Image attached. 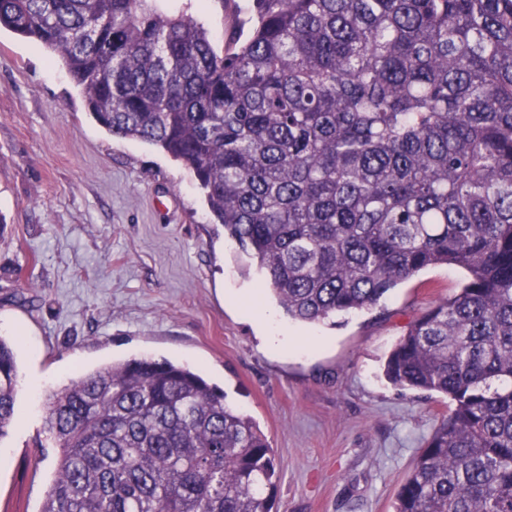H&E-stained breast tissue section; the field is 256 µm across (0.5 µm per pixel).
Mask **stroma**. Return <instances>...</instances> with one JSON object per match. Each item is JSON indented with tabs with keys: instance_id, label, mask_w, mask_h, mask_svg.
Here are the masks:
<instances>
[{
	"instance_id": "obj_1",
	"label": "stroma",
	"mask_w": 512,
	"mask_h": 512,
	"mask_svg": "<svg viewBox=\"0 0 512 512\" xmlns=\"http://www.w3.org/2000/svg\"><path fill=\"white\" fill-rule=\"evenodd\" d=\"M231 45L249 0H159ZM466 281L438 266L380 305L302 323L320 344L265 349L233 301L263 284L212 223L192 173L90 117L60 62L0 30V336L19 353L18 422L0 440V512H39L57 451L46 397L99 365L140 355L189 363L251 416L275 454L276 512H393L396 494L450 412L394 386L385 361L410 325Z\"/></svg>"
}]
</instances>
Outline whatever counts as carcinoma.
<instances>
[{
    "instance_id": "1",
    "label": "carcinoma",
    "mask_w": 512,
    "mask_h": 512,
    "mask_svg": "<svg viewBox=\"0 0 512 512\" xmlns=\"http://www.w3.org/2000/svg\"><path fill=\"white\" fill-rule=\"evenodd\" d=\"M156 2L0 0V30L57 57L112 136L187 167L289 318L465 269L385 363L451 403L393 512H512V0H252L221 53ZM17 394L0 336V440ZM226 398L164 357L70 379L41 512H272L273 449Z\"/></svg>"
}]
</instances>
